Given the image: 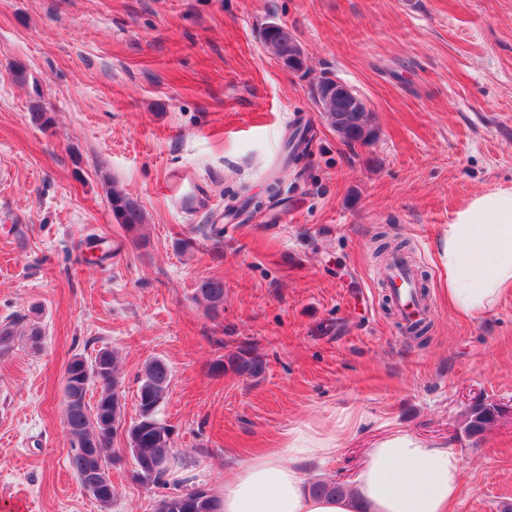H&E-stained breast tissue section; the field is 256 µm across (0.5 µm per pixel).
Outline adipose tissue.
<instances>
[{"label":"adipose tissue","instance_id":"obj_1","mask_svg":"<svg viewBox=\"0 0 512 512\" xmlns=\"http://www.w3.org/2000/svg\"><path fill=\"white\" fill-rule=\"evenodd\" d=\"M438 256L449 309L464 318L490 311L512 289V189L482 192L458 210ZM360 422L349 412L323 434L292 429L283 447L239 463L224 483L221 512H449L465 474L463 456L399 430L370 444L344 494L313 492L309 470L325 471L342 436Z\"/></svg>","mask_w":512,"mask_h":512}]
</instances>
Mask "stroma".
<instances>
[{
	"label": "stroma",
	"mask_w": 512,
	"mask_h": 512,
	"mask_svg": "<svg viewBox=\"0 0 512 512\" xmlns=\"http://www.w3.org/2000/svg\"><path fill=\"white\" fill-rule=\"evenodd\" d=\"M269 23L293 34L305 71L265 47ZM325 78L365 102L369 143L348 148L325 123ZM299 119L309 144L288 164ZM174 169L204 185L207 212L177 209ZM115 186L144 210L143 245L112 218ZM511 188L512 0H0V322L37 306L44 336L0 354V512H153L162 491L130 463L112 469L107 511L68 467L65 366L103 347L118 354L127 419L144 363L172 371L169 485L187 469L219 495L235 463L346 409L362 423L331 481L348 484L369 443L401 429L464 456L451 512H504L512 292L457 319L436 252L470 198ZM381 232L427 290L423 340L389 309L371 258ZM91 237L112 258L86 263ZM208 278L224 283L215 315L196 297ZM242 348L264 359L261 376L228 367ZM479 403L497 413L472 436Z\"/></svg>",
	"instance_id": "35a3bbf8"
}]
</instances>
